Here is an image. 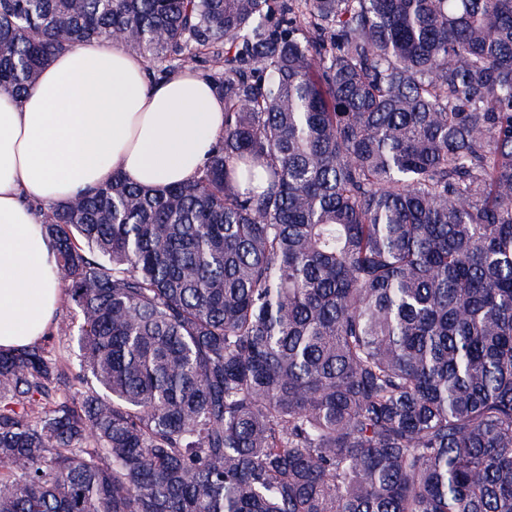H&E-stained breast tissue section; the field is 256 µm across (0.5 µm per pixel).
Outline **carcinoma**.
<instances>
[{
    "label": "carcinoma",
    "mask_w": 512,
    "mask_h": 512,
    "mask_svg": "<svg viewBox=\"0 0 512 512\" xmlns=\"http://www.w3.org/2000/svg\"><path fill=\"white\" fill-rule=\"evenodd\" d=\"M110 35L224 132L39 209L0 512H512V0H0V94Z\"/></svg>",
    "instance_id": "1"
}]
</instances>
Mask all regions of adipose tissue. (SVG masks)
Listing matches in <instances>:
<instances>
[{
  "label": "adipose tissue",
  "instance_id": "ef3b65f1",
  "mask_svg": "<svg viewBox=\"0 0 512 512\" xmlns=\"http://www.w3.org/2000/svg\"><path fill=\"white\" fill-rule=\"evenodd\" d=\"M224 130V101L198 73L149 80L111 38L51 57L34 87L0 96V349L33 343L60 300L56 252L33 210L111 182H192Z\"/></svg>",
  "mask_w": 512,
  "mask_h": 512
}]
</instances>
